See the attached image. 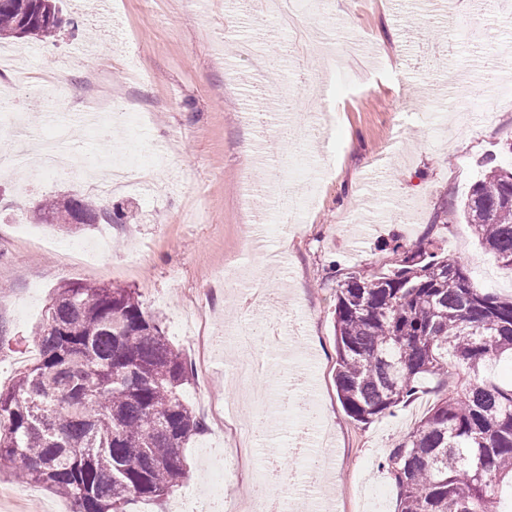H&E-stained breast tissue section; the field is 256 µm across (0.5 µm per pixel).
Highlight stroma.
Segmentation results:
<instances>
[{
	"mask_svg": "<svg viewBox=\"0 0 512 512\" xmlns=\"http://www.w3.org/2000/svg\"><path fill=\"white\" fill-rule=\"evenodd\" d=\"M97 0H64L67 25L50 40L6 39L0 51L19 54L26 73L0 67V108L24 115L23 125L49 133L73 120L85 97L103 90L146 115L140 131L147 146L162 148L163 164L152 174L153 195L136 189L96 198L97 206H123L128 224L111 225V254L96 261L67 253L69 243L94 240V225L70 232L51 226L35 231L34 207L46 198L80 193L90 165L109 155V143L78 132L83 165L34 179L37 160L0 176V390L12 386L36 360L34 335L57 288L90 282L133 288L159 317L170 342L187 361L195 351L174 324L187 313L206 312L205 335L215 359L194 369L183 398L212 427L205 402L223 407L241 399L225 434L224 477L240 512H251L245 487L269 458L302 470L307 460L290 448L245 444L252 422L251 396L279 407L283 379L305 374L321 418L319 431L336 456L325 484L335 503L350 500L352 512H394L397 489L381 467L389 448L433 405L418 394L393 414L354 424L337 397L332 310L336 288L347 277L393 268L394 242L433 248L463 262L479 287L512 299V269L485 251L460 204L497 155L512 167V0H333L316 24L326 43H296L258 8V0H112V29L104 31ZM257 54L238 55L239 39ZM66 83L54 92L57 72ZM301 86L306 99L293 113L296 125H313L316 139L278 145L279 169L260 158L261 144L243 114L254 93L277 110L283 86ZM265 188L288 186L302 198V213L277 227L269 249L288 260L284 281L274 287V307L302 320L293 357L248 385L227 387L240 357L224 338L243 317L264 324L268 311H244L236 290L219 275L235 267L249 275L265 261L244 241L251 213L241 201L243 180ZM141 246L137 261L123 259ZM304 300L293 295L295 280ZM194 436L182 450L186 477L166 501H139L130 512H168L169 503L209 481ZM0 486L21 493L20 503L0 501V512H72L71 502L43 487L0 472Z\"/></svg>",
	"mask_w": 512,
	"mask_h": 512,
	"instance_id": "obj_1",
	"label": "stroma"
}]
</instances>
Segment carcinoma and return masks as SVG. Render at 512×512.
Masks as SVG:
<instances>
[{
	"mask_svg": "<svg viewBox=\"0 0 512 512\" xmlns=\"http://www.w3.org/2000/svg\"><path fill=\"white\" fill-rule=\"evenodd\" d=\"M63 25L59 0H0V39L44 38ZM462 204L485 248L512 268V170L497 156ZM52 226L126 224L123 209L81 196L42 201ZM396 266L336 289L335 382L351 421L391 414L448 364L469 374L389 450L382 468L398 489L397 512H496L488 478L512 477V386L487 368L512 356V299L426 247H392ZM38 361L0 390V469L43 484L72 512H128L161 500L185 475L182 448L202 429L181 390L191 369L158 317L130 288L65 283L36 331Z\"/></svg>",
	"mask_w": 512,
	"mask_h": 512,
	"instance_id": "1",
	"label": "carcinoma"
}]
</instances>
